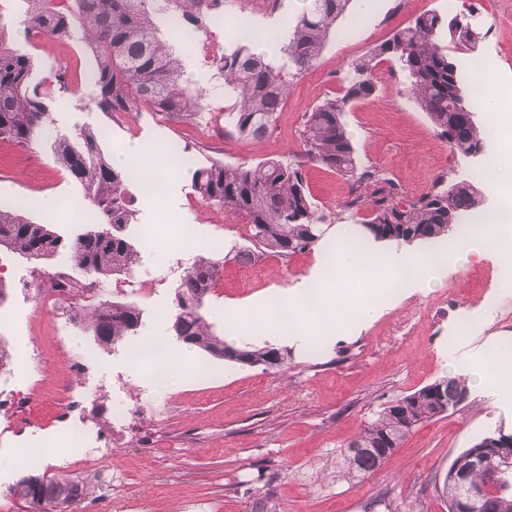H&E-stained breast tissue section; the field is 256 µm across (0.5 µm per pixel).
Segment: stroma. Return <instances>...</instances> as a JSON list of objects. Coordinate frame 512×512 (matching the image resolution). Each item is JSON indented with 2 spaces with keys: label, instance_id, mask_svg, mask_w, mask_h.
<instances>
[{
  "label": "stroma",
  "instance_id": "35a3bbf8",
  "mask_svg": "<svg viewBox=\"0 0 512 512\" xmlns=\"http://www.w3.org/2000/svg\"><path fill=\"white\" fill-rule=\"evenodd\" d=\"M302 7L301 0H234L214 36L226 46L241 19L260 30L295 17ZM424 12L466 15L482 39L475 51L460 55V63L492 62L495 85L512 86V0H373L368 16L346 13L317 66L291 82L273 130L253 139L225 132L220 121L176 122L147 106L135 112L82 107L90 91L86 77L95 65L90 49L72 41L29 39L16 0H0L7 46L31 54L35 80L52 89L50 133L85 125L103 133L106 156L136 140L180 161L154 206L145 204L138 187L130 189L136 222L128 233L141 255L134 274L139 289L127 287L122 277L93 285L99 299L143 309L140 337L159 341L167 378L154 380L153 363L133 359L132 344L98 348L74 318L79 301L45 313L41 296L51 277L61 270L80 277L71 262L58 258L40 267L0 251V277L12 285L0 304V337L12 354L10 365L0 370V459L38 446L40 471L58 477L89 470V463L75 464L69 457L71 423L58 396L59 384L74 375L92 385L82 415L105 439L124 476L111 494L126 512H252L260 471L276 512H385L376 503L382 495L421 501L425 512H448L434 491L435 477L488 431L512 432L511 390L496 385L470 390L463 410L418 425L363 483L337 480L336 456L388 402L470 371L492 342L512 339V268L496 252L449 263L431 288L411 283L392 292L384 274H377L379 315L366 323L345 322L339 336L312 337L304 351L289 349L283 370L236 365L194 348L185 358L170 353L178 345L170 330L175 292L196 261L218 265L206 310L212 331L221 336L230 310L261 308L308 277L335 251L337 228L370 215L366 208L347 210L352 182L322 165L306 164L307 186L326 216L322 239L285 257L263 255L248 269L231 258L248 245L246 224L194 193L193 170L213 161L253 165L299 152L305 112L342 95L352 62ZM204 38L197 33L182 53L184 77L202 93L204 105L224 107V87L200 54ZM344 118L361 168L379 169L394 183L393 202L418 198L442 177L449 183L470 181L487 208L497 206L499 186L486 180L484 160L451 150L390 63L377 68L374 96L351 105ZM49 194L82 196L54 163L48 143L0 141V203ZM133 407L139 422L113 432L112 415Z\"/></svg>",
  "mask_w": 512,
  "mask_h": 512
}]
</instances>
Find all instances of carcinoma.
Here are the masks:
<instances>
[{
    "label": "carcinoma",
    "mask_w": 512,
    "mask_h": 512,
    "mask_svg": "<svg viewBox=\"0 0 512 512\" xmlns=\"http://www.w3.org/2000/svg\"><path fill=\"white\" fill-rule=\"evenodd\" d=\"M19 2L27 34L36 32L65 42L82 30L95 59L92 103L99 110L131 112L144 104L171 120L204 119L202 94L182 83L181 60L156 32L166 26L188 41L224 21L228 0H71L70 9L57 8L56 0ZM351 2L305 0L303 11L288 21V37L278 40L277 57L257 52L253 37L236 31L233 46L213 62L224 82V95L234 98L224 108V130L251 138L268 132L288 93L289 80L318 64ZM473 31L475 27L464 17L446 23L436 12L420 14L351 64L353 75L341 96L326 99L305 114L299 157L238 166L212 162L193 171L194 192L207 204L240 216L249 227L253 245L267 253L288 255L315 246L322 237L324 217L302 172L305 163L315 162L357 185L365 181L378 185L373 191L371 218L362 222L366 237L377 242L438 245L460 232L468 218L485 215L481 196L465 180L447 188L441 177L408 205L391 204L394 185L379 170H360L343 115L349 103L375 93V72L387 58L405 74L408 94L450 147L466 157L472 155L484 140L479 123L466 116L478 111L471 76L448 54L442 40L467 49ZM33 69L31 56L0 41L1 140L28 145L44 136L54 98L50 90L33 82ZM100 142L95 131L82 126L57 135L50 143L53 159L80 185L87 201L89 222L82 232L64 237L53 225L34 221L17 208H0V250L34 264L63 258L94 278L134 274L139 252L126 234L135 218L129 193L132 178L112 166ZM215 271L216 263L199 262L181 280L175 293L173 335L233 364L266 365L279 349L235 347L210 330L204 308ZM142 322V309L132 303L103 300L86 308V327L104 350L137 335ZM468 398L466 379L457 375L388 403L341 453L336 462L339 476L349 482L365 480L415 427L461 411ZM453 464L471 483L492 484L491 492L472 512H512V475L493 479L496 460L473 467L465 449ZM97 490L98 481L88 472L52 480L31 474L11 487L16 499L38 512H75ZM435 490L450 508L461 495L458 482L447 476L435 483Z\"/></svg>",
    "instance_id": "carcinoma-1"
}]
</instances>
